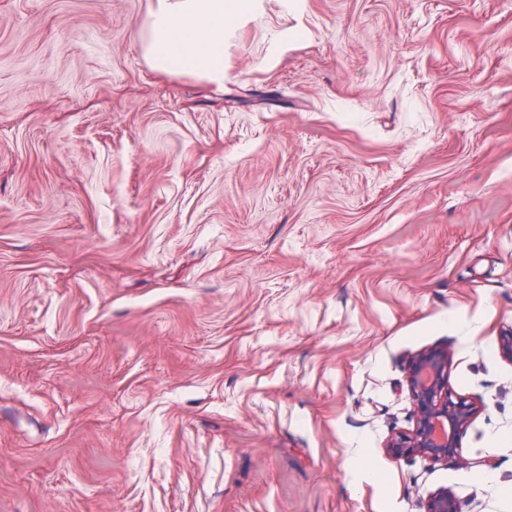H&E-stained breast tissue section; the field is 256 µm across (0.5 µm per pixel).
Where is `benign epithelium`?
I'll return each instance as SVG.
<instances>
[{"label":"benign epithelium","mask_w":512,"mask_h":512,"mask_svg":"<svg viewBox=\"0 0 512 512\" xmlns=\"http://www.w3.org/2000/svg\"><path fill=\"white\" fill-rule=\"evenodd\" d=\"M410 398L416 422L414 429L388 443L395 457L417 455L430 461L454 460L473 468L491 466L488 459H463L458 454V440L475 412L463 395L448 388V352L425 351L410 366ZM424 512H460L459 501L449 493L431 496Z\"/></svg>","instance_id":"obj_1"}]
</instances>
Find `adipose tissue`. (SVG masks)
I'll return each mask as SVG.
<instances>
[{
	"instance_id": "1",
	"label": "adipose tissue",
	"mask_w": 512,
	"mask_h": 512,
	"mask_svg": "<svg viewBox=\"0 0 512 512\" xmlns=\"http://www.w3.org/2000/svg\"><path fill=\"white\" fill-rule=\"evenodd\" d=\"M256 0H151L138 35L148 65L168 75L224 81V36Z\"/></svg>"
}]
</instances>
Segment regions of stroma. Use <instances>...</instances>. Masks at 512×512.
Here are the masks:
<instances>
[{
  "label": "stroma",
  "mask_w": 512,
  "mask_h": 512,
  "mask_svg": "<svg viewBox=\"0 0 512 512\" xmlns=\"http://www.w3.org/2000/svg\"><path fill=\"white\" fill-rule=\"evenodd\" d=\"M149 5L0 0V512H512V0H259L220 86ZM431 349L492 466L388 453Z\"/></svg>",
  "instance_id": "stroma-1"
}]
</instances>
